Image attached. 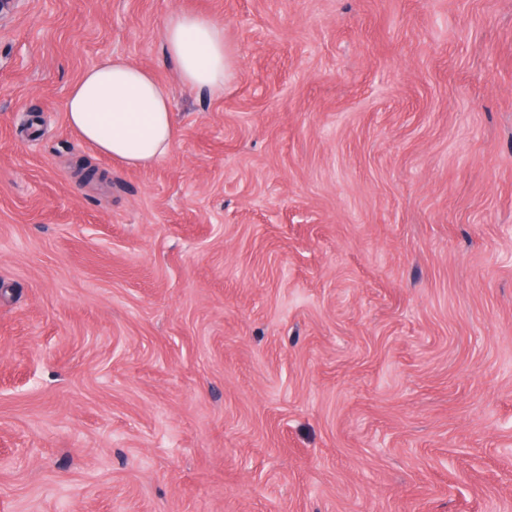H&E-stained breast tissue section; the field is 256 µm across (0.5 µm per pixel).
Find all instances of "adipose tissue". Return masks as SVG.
Returning <instances> with one entry per match:
<instances>
[{
	"instance_id": "adipose-tissue-1",
	"label": "adipose tissue",
	"mask_w": 512,
	"mask_h": 512,
	"mask_svg": "<svg viewBox=\"0 0 512 512\" xmlns=\"http://www.w3.org/2000/svg\"><path fill=\"white\" fill-rule=\"evenodd\" d=\"M161 39L185 87L220 92L234 78L223 21L177 12L165 21ZM64 109L68 124L86 144L125 166L159 163L174 138L168 87L122 57L87 69L72 87Z\"/></svg>"
}]
</instances>
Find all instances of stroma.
Instances as JSON below:
<instances>
[{
	"mask_svg": "<svg viewBox=\"0 0 512 512\" xmlns=\"http://www.w3.org/2000/svg\"><path fill=\"white\" fill-rule=\"evenodd\" d=\"M114 55L170 89L153 167L66 121ZM0 512H512V0H22ZM161 39L180 82L194 90L222 92L235 77L234 60L224 43V23L191 12L172 14Z\"/></svg>",
	"mask_w": 512,
	"mask_h": 512,
	"instance_id": "obj_1",
	"label": "stroma"
}]
</instances>
